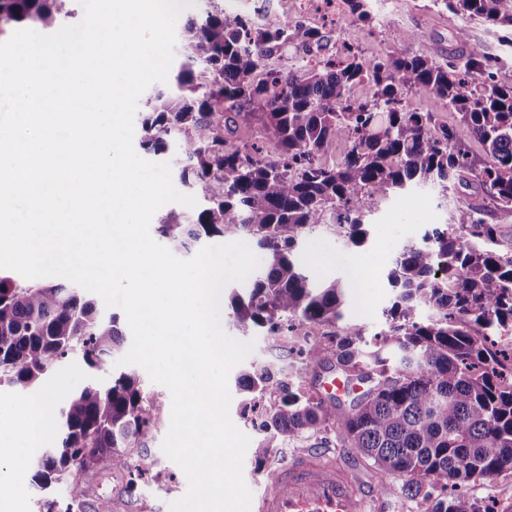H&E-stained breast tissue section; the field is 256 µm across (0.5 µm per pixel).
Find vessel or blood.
Wrapping results in <instances>:
<instances>
[{"label": "vessel or blood", "instance_id": "1", "mask_svg": "<svg viewBox=\"0 0 512 512\" xmlns=\"http://www.w3.org/2000/svg\"><path fill=\"white\" fill-rule=\"evenodd\" d=\"M277 490L253 499L251 512H383L375 485L322 453L296 457L279 473Z\"/></svg>", "mask_w": 512, "mask_h": 512}]
</instances>
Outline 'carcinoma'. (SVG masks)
Listing matches in <instances>:
<instances>
[{
	"mask_svg": "<svg viewBox=\"0 0 512 512\" xmlns=\"http://www.w3.org/2000/svg\"><path fill=\"white\" fill-rule=\"evenodd\" d=\"M66 0H0V36L16 26L50 28ZM349 13L372 19L370 0H345ZM455 13L512 28V0H433ZM183 59L174 89L143 113L141 147L155 155L178 143L177 179L194 195L193 218L168 211L158 231L177 250L202 237L246 241L267 256L241 290L224 287L244 335L263 330L305 337L307 364L326 353L336 371L368 385L350 402L326 403L311 388L277 381L267 366L239 375L249 409L272 448L327 430L372 467L403 478L397 488L426 512H512V502H479L465 488L475 478L512 473V351L495 337L512 334V255L502 254L492 210L512 213V81L497 80L492 59L466 28V54L440 64L413 52L412 35L385 57L365 59L352 45L329 53L324 32L286 20L250 28L215 8L181 28ZM302 54L286 70L277 52ZM434 95L458 115L448 127L414 100ZM259 125L261 141L235 139ZM350 142L344 157L324 161ZM480 145L482 154L470 144ZM484 194L460 203L447 227L398 253L387 273L394 299L385 327L368 336L343 321L350 280L316 281L299 244L334 218L336 236L354 247L369 238L372 202L419 187L448 197V183ZM437 316L424 320L423 307ZM313 325L336 326V347L308 339ZM117 317L65 283L29 284L0 270V384L39 385L74 349L91 368L123 348ZM163 404L148 401L132 370L107 387L87 385L60 410L58 437L33 461L41 488L67 487L66 509L87 512L88 473L128 472L133 495L153 461L131 449L153 438Z\"/></svg>",
	"mask_w": 512,
	"mask_h": 512,
	"instance_id": "cac0c4a2",
	"label": "carcinoma"
}]
</instances>
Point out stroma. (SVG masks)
Listing matches in <instances>:
<instances>
[{"mask_svg": "<svg viewBox=\"0 0 512 512\" xmlns=\"http://www.w3.org/2000/svg\"><path fill=\"white\" fill-rule=\"evenodd\" d=\"M467 26L474 39L481 41L491 56L499 60V76L512 80V31L492 28L482 19L463 18L461 15L434 4L433 0H390L382 21L366 23L347 12L337 14L329 29L335 42H348L359 48L365 59H373L395 51L400 32L413 36L414 52L445 63L460 57L461 48L455 40L460 26ZM457 192H449L440 199L436 191L416 188L398 193L372 204L368 220L372 225L371 241L363 248L347 246L342 239L325 229H317L306 240L310 253L325 252L334 255L331 263H319L315 272L325 279L350 278L363 272V285L354 289L345 309L346 319L356 321L368 331H378L382 312L389 306L393 292L386 274L393 259L404 247L420 243L432 229L448 224L450 214L458 204ZM253 348L247 363L269 366L277 379L291 385L310 384L313 375L327 379L333 371L328 365L309 368L289 349L294 337L288 334L253 337ZM112 379L111 366L88 368L80 354H70L42 386L22 390L7 385L0 387V512H42L47 497L62 499V491L47 494L35 485L33 459L26 454V435L14 429L16 410L41 399L48 400L52 410H59L70 395L85 385L108 384ZM142 391L148 399L164 404L153 439L147 451L153 461L149 473L143 476L136 497H128V474L115 470L97 475L92 482L89 501L94 512H169L171 502L182 497L188 488L182 469L168 459L161 444L170 428L172 404L170 391L153 382L148 374H141ZM310 440L302 439L273 449L270 463L256 464L252 453H245L243 479L252 495L258 496L271 489L274 476L272 465H285L295 455L310 450Z\"/></svg>", "mask_w": 512, "mask_h": 512, "instance_id": "1", "label": "stroma"}]
</instances>
